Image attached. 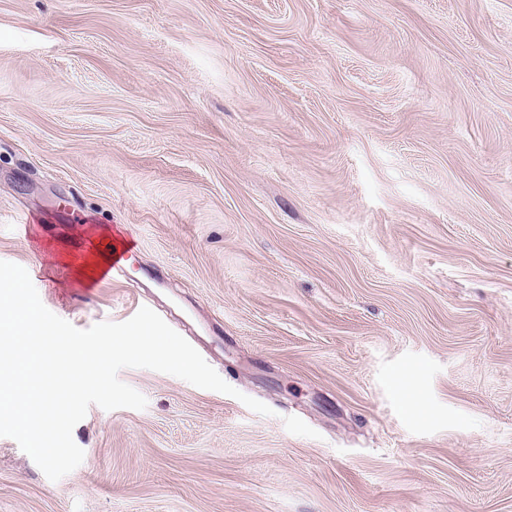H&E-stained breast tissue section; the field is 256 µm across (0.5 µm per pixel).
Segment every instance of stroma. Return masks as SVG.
Listing matches in <instances>:
<instances>
[{
  "mask_svg": "<svg viewBox=\"0 0 512 512\" xmlns=\"http://www.w3.org/2000/svg\"><path fill=\"white\" fill-rule=\"evenodd\" d=\"M0 261L273 411L121 370L0 512H512V0H0ZM130 250L129 245L122 246L116 241L112 244V253H100L99 247L94 246L77 265V273L83 280H94L102 274L103 267L112 260V254H116V256L112 260V266L108 272L112 275V273L123 271L132 258L131 255H127Z\"/></svg>",
  "mask_w": 512,
  "mask_h": 512,
  "instance_id": "stroma-1",
  "label": "stroma"
}]
</instances>
